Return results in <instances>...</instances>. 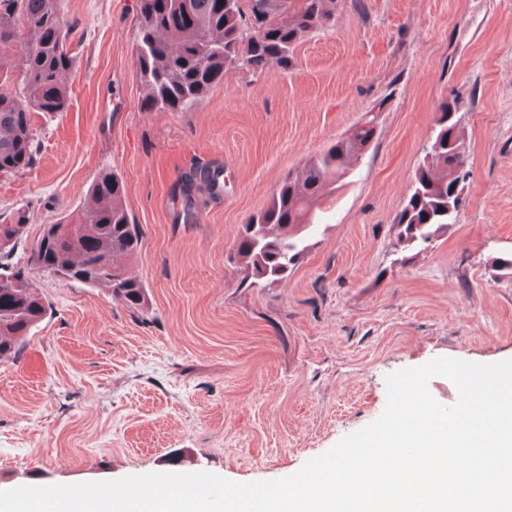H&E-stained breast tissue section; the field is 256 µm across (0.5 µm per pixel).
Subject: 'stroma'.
<instances>
[{"label":"stroma","mask_w":512,"mask_h":512,"mask_svg":"<svg viewBox=\"0 0 512 512\" xmlns=\"http://www.w3.org/2000/svg\"><path fill=\"white\" fill-rule=\"evenodd\" d=\"M61 14L74 25L69 108L35 115V161L0 177V223L23 215L15 257L50 305L0 364V491L15 478H284L376 420L389 374L512 359V277L491 267L512 253V0H346L293 69L228 71L182 112L143 106L136 0H61ZM455 96L467 205L427 249H400L394 217ZM374 108L375 144L292 273L245 283L230 260L241 225ZM193 167L223 171L224 192H196L187 224ZM106 170L141 227L128 270L148 287L145 314L28 264L43 225Z\"/></svg>","instance_id":"1"}]
</instances>
